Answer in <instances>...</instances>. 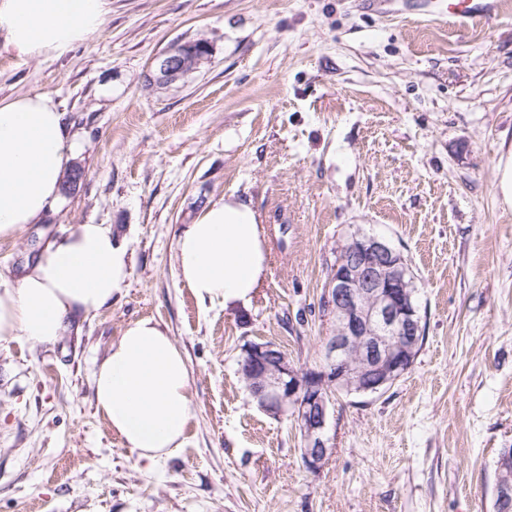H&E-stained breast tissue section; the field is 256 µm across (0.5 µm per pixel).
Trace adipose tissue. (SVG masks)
Instances as JSON below:
<instances>
[{
  "label": "adipose tissue",
  "mask_w": 512,
  "mask_h": 512,
  "mask_svg": "<svg viewBox=\"0 0 512 512\" xmlns=\"http://www.w3.org/2000/svg\"><path fill=\"white\" fill-rule=\"evenodd\" d=\"M112 0H0V34L18 57L64 56L100 30ZM75 154L65 112L43 94L0 100V239L41 221ZM177 276L202 301L247 304L265 282L268 252L253 208L212 201L174 243ZM127 248L104 224H76L15 281L0 282V340L52 344L121 294ZM95 405L139 460L183 447L193 417L191 370L172 336L142 318L127 324L93 374Z\"/></svg>",
  "instance_id": "obj_1"
}]
</instances>
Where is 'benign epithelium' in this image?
<instances>
[{"label":"benign epithelium","instance_id":"benign-epithelium-1","mask_svg":"<svg viewBox=\"0 0 512 512\" xmlns=\"http://www.w3.org/2000/svg\"><path fill=\"white\" fill-rule=\"evenodd\" d=\"M208 59L175 45L158 59L156 81L173 83ZM346 249L351 260L334 268L324 294L332 331L319 369H297L272 345L254 342L243 350L253 366L259 406L272 415L290 413L301 425L303 462L311 471L319 470L332 453L327 435L330 389L373 395L390 387L411 367L420 330L405 258L374 236H353ZM497 467L503 476L495 486L494 512H512V457L501 456Z\"/></svg>","mask_w":512,"mask_h":512}]
</instances>
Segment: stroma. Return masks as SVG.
I'll return each instance as SVG.
<instances>
[{
  "label": "stroma",
  "mask_w": 512,
  "mask_h": 512,
  "mask_svg": "<svg viewBox=\"0 0 512 512\" xmlns=\"http://www.w3.org/2000/svg\"><path fill=\"white\" fill-rule=\"evenodd\" d=\"M206 65L158 88L170 46ZM47 95L86 171L72 194L0 239L13 280L75 224H105L130 283L51 345L0 341V512H493L512 448V0L466 23L446 0H112L61 58L0 36V99ZM234 196L265 226L268 273L245 306L201 302L174 242ZM405 257L424 329L407 373L371 396L332 393L333 452L306 469L294 419L260 409L242 348L323 362L320 307L354 231ZM183 351L193 418L183 448L138 461L97 412L92 374L131 321Z\"/></svg>",
  "instance_id": "35a3bbf8"
}]
</instances>
